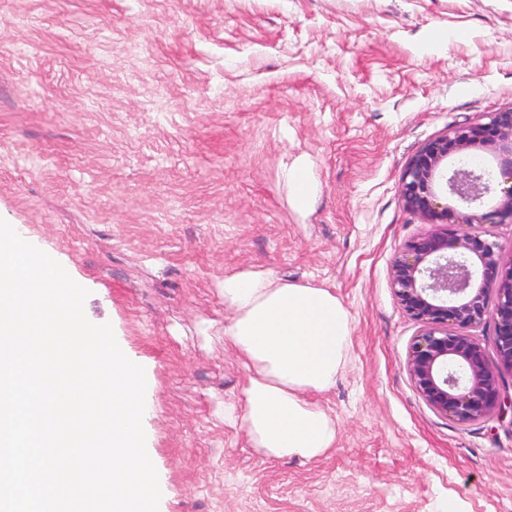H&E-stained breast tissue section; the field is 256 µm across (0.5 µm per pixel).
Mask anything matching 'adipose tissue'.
<instances>
[{
  "label": "adipose tissue",
  "instance_id": "ef3b65f1",
  "mask_svg": "<svg viewBox=\"0 0 512 512\" xmlns=\"http://www.w3.org/2000/svg\"><path fill=\"white\" fill-rule=\"evenodd\" d=\"M224 343L247 371L243 423L261 455L315 459L336 442L335 417L312 401L343 370L352 316L330 290L247 267L225 275Z\"/></svg>",
  "mask_w": 512,
  "mask_h": 512
}]
</instances>
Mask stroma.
Instances as JSON below:
<instances>
[{
    "mask_svg": "<svg viewBox=\"0 0 512 512\" xmlns=\"http://www.w3.org/2000/svg\"><path fill=\"white\" fill-rule=\"evenodd\" d=\"M510 107L512 0H0V218L144 368L159 512H512V423L425 402L390 285L428 228L409 159ZM250 266L352 314L316 459L224 422L245 370L221 284ZM288 189L295 202L303 205L316 191V186L309 182L304 169L297 166L288 168Z\"/></svg>",
    "mask_w": 512,
    "mask_h": 512,
    "instance_id": "stroma-1",
    "label": "stroma"
}]
</instances>
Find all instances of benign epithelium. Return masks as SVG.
<instances>
[{
	"label": "benign epithelium",
	"instance_id": "obj_1",
	"mask_svg": "<svg viewBox=\"0 0 512 512\" xmlns=\"http://www.w3.org/2000/svg\"><path fill=\"white\" fill-rule=\"evenodd\" d=\"M478 150L494 154L497 168L468 166ZM452 153L461 159L450 170ZM401 197L432 225L407 241L391 265V288L420 325L408 347L410 379L453 422L502 417L512 412V395L504 392V373L512 376V264H502V246L490 235H460L444 224L512 222V109L423 144L406 165ZM485 325L492 328L493 360L469 334Z\"/></svg>",
	"mask_w": 512,
	"mask_h": 512
}]
</instances>
